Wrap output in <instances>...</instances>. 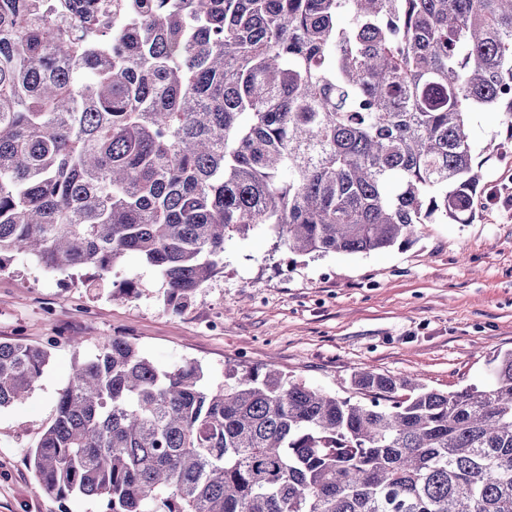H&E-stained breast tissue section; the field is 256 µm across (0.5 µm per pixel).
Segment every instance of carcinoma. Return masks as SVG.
<instances>
[{
  "instance_id": "cac0c4a2",
  "label": "carcinoma",
  "mask_w": 512,
  "mask_h": 512,
  "mask_svg": "<svg viewBox=\"0 0 512 512\" xmlns=\"http://www.w3.org/2000/svg\"><path fill=\"white\" fill-rule=\"evenodd\" d=\"M512 121V0H0V272L26 252L104 282L128 254L182 311L224 244L406 245L475 203L469 115ZM50 351L0 341V409ZM439 393L360 372L362 401L125 336L75 358L29 457L106 512H512V351Z\"/></svg>"
}]
</instances>
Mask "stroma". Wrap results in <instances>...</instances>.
<instances>
[{"label": "stroma", "instance_id": "stroma-1", "mask_svg": "<svg viewBox=\"0 0 512 512\" xmlns=\"http://www.w3.org/2000/svg\"><path fill=\"white\" fill-rule=\"evenodd\" d=\"M481 193L466 224H422L406 246L359 254H289L261 226L228 240L224 271L182 312L163 303L157 271L126 256L111 273L137 292L86 287L13 254L0 272V341L49 346L50 361L22 402L0 409V512H105L94 498L43 491L28 451L54 420L76 355L118 334L162 368L200 364L212 385L230 367H273L323 392L355 397V373L415 379L447 393L482 383L512 350V208L491 200L512 183V124L470 116ZM505 152L486 154L489 142ZM78 338L73 351L67 338Z\"/></svg>", "mask_w": 512, "mask_h": 512}]
</instances>
